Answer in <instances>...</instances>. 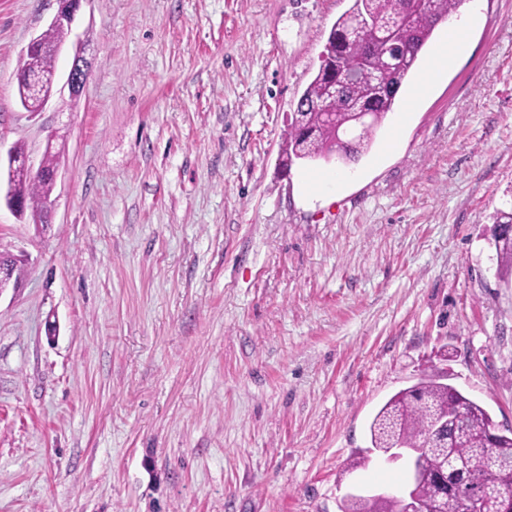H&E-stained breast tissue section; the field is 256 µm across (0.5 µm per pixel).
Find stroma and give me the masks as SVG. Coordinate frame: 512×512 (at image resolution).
Wrapping results in <instances>:
<instances>
[{
    "mask_svg": "<svg viewBox=\"0 0 512 512\" xmlns=\"http://www.w3.org/2000/svg\"><path fill=\"white\" fill-rule=\"evenodd\" d=\"M350 4L84 0L55 69L81 42L89 78L29 112L57 4L0 0V150L64 143L49 223L0 206V512H340L405 484L369 424L431 371L512 427V0H467V54L357 162L286 163ZM62 44L48 50L42 42L41 33L32 37L23 51L17 75V91L22 107L29 112H38L41 108L43 91L48 90L49 82L55 73V54L60 51ZM36 51V52H35ZM53 52V53H52ZM55 53V54H54ZM29 54V55H27ZM55 76L51 81V91L45 98L42 110L51 98ZM52 94V95H51ZM494 245L501 278L511 271L512 276V210L500 211L494 222Z\"/></svg>",
    "mask_w": 512,
    "mask_h": 512,
    "instance_id": "obj_1",
    "label": "stroma"
}]
</instances>
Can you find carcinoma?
<instances>
[{"label": "carcinoma", "instance_id": "carcinoma-1", "mask_svg": "<svg viewBox=\"0 0 512 512\" xmlns=\"http://www.w3.org/2000/svg\"><path fill=\"white\" fill-rule=\"evenodd\" d=\"M467 0H429L424 9L411 7V0H352L350 8L332 26L317 74L300 96L295 118L288 125L286 161L292 159L354 160L370 149L375 129L395 104V96L416 70L419 53L435 28L457 12ZM384 27L393 31L400 54L390 64L388 48L376 38ZM336 70V100L324 98L329 71ZM55 73V54L36 51L21 58L17 91L28 112L41 108L42 94ZM368 112L363 122L356 113ZM15 166L10 184L25 201L33 223L43 224L46 205L54 189L48 173L57 165L60 150H45L44 174L31 175L23 166L24 147H14ZM494 245L499 273L512 272V211L496 215ZM489 413L479 403L436 374L425 375L412 387L392 396L370 424L375 448H405L425 445L434 449L425 460L434 472L449 458H477L483 470L458 488L462 496H475L483 512H498L494 488L483 478L502 462L512 463V434L491 442Z\"/></svg>", "mask_w": 512, "mask_h": 512}]
</instances>
